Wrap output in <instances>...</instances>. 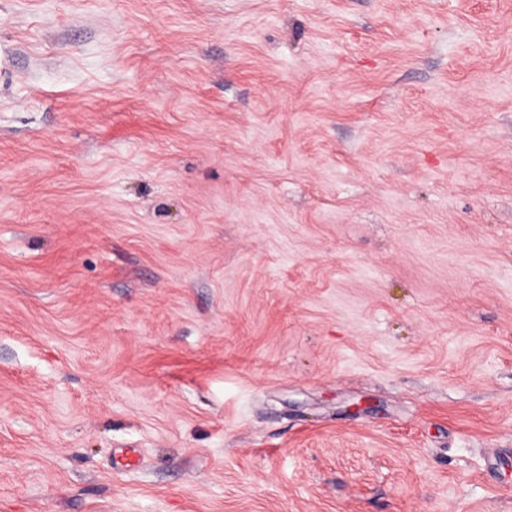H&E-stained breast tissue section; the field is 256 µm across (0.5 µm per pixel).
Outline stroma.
<instances>
[{
    "mask_svg": "<svg viewBox=\"0 0 512 512\" xmlns=\"http://www.w3.org/2000/svg\"><path fill=\"white\" fill-rule=\"evenodd\" d=\"M0 512H512V0H0Z\"/></svg>",
    "mask_w": 512,
    "mask_h": 512,
    "instance_id": "obj_1",
    "label": "stroma"
}]
</instances>
